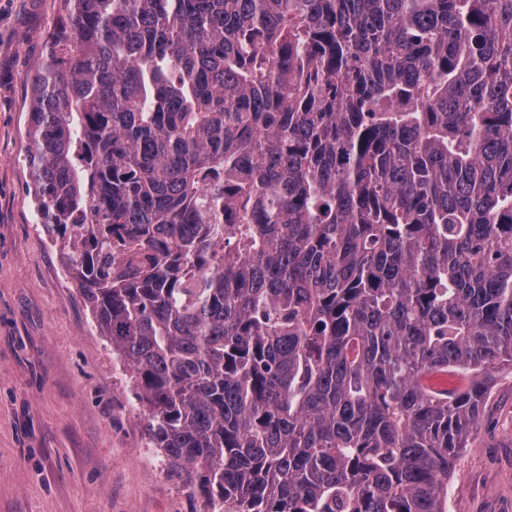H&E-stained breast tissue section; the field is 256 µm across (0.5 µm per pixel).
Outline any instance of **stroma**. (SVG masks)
Returning <instances> with one entry per match:
<instances>
[{"label": "stroma", "instance_id": "obj_1", "mask_svg": "<svg viewBox=\"0 0 512 512\" xmlns=\"http://www.w3.org/2000/svg\"><path fill=\"white\" fill-rule=\"evenodd\" d=\"M70 0H0V512H204L185 473L152 472L143 417L64 257L26 164L30 80ZM448 512H512V370L493 375Z\"/></svg>", "mask_w": 512, "mask_h": 512}]
</instances>
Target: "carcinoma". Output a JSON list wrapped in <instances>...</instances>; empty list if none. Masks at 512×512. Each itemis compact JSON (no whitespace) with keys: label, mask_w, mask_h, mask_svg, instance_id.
I'll return each mask as SVG.
<instances>
[{"label":"carcinoma","mask_w":512,"mask_h":512,"mask_svg":"<svg viewBox=\"0 0 512 512\" xmlns=\"http://www.w3.org/2000/svg\"><path fill=\"white\" fill-rule=\"evenodd\" d=\"M26 133L207 512H445L512 366V0H73Z\"/></svg>","instance_id":"carcinoma-1"}]
</instances>
